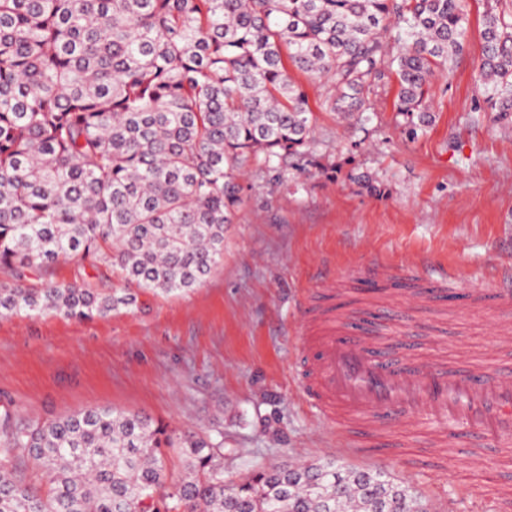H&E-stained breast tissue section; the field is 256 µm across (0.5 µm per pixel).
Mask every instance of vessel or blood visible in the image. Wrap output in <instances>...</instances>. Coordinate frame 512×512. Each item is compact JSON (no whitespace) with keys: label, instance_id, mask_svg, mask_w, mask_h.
Segmentation results:
<instances>
[{"label":"vessel or blood","instance_id":"1","mask_svg":"<svg viewBox=\"0 0 512 512\" xmlns=\"http://www.w3.org/2000/svg\"><path fill=\"white\" fill-rule=\"evenodd\" d=\"M512 309V289L483 288L470 301ZM503 362L461 368L439 358H396L366 335L363 322L337 317L331 306L308 310L300 349L307 358L303 388L326 426L350 448H373L393 436L401 420L419 426L430 448L456 447L478 431L496 447L512 446V330L495 338Z\"/></svg>","mask_w":512,"mask_h":512}]
</instances>
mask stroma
<instances>
[{"mask_svg": "<svg viewBox=\"0 0 512 512\" xmlns=\"http://www.w3.org/2000/svg\"><path fill=\"white\" fill-rule=\"evenodd\" d=\"M468 0L465 51L435 81L432 122L413 128L393 92L368 120L325 109V86L297 75L315 118L310 154L267 166L243 162V202L224 232V257L196 288L143 289L140 306L79 321L44 312L0 317V411L29 423L90 407L143 413L170 429L224 436V472L335 458L381 469L410 486L428 512H495L512 493V462L471 440L428 448L411 422L400 443L363 453L302 398L303 310L326 281L337 301L373 308L387 291L356 275L377 255L457 274L443 305L416 299L379 328L404 354L499 358V315L468 306V292L512 272V117L480 90V19ZM119 287L110 267L58 261L31 285Z\"/></svg>", "mask_w": 512, "mask_h": 512, "instance_id": "1", "label": "stroma"}]
</instances>
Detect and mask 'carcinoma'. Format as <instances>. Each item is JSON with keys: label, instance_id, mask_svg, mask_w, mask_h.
Wrapping results in <instances>:
<instances>
[{"label": "carcinoma", "instance_id": "obj_1", "mask_svg": "<svg viewBox=\"0 0 512 512\" xmlns=\"http://www.w3.org/2000/svg\"><path fill=\"white\" fill-rule=\"evenodd\" d=\"M466 0H0V316L75 320L139 307L138 288L187 292L224 256L242 203L239 164L306 152L313 111L288 67L327 87L326 106L366 120L394 107L430 122L433 80L465 47ZM480 88L512 114V11L482 16ZM122 286L36 288L60 259ZM175 449L181 477L167 482ZM30 461L46 489L20 472ZM365 512L408 487L356 470ZM336 461L224 477V436L180 434L96 407L35 424L0 413V512H341Z\"/></svg>", "mask_w": 512, "mask_h": 512}]
</instances>
